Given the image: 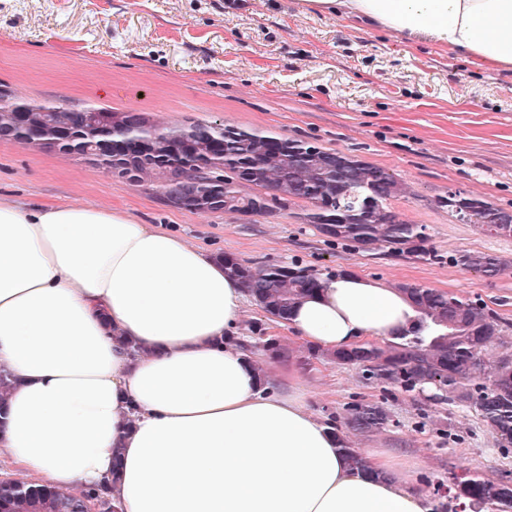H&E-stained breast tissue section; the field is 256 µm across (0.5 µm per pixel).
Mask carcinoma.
<instances>
[{
  "instance_id": "carcinoma-1",
  "label": "carcinoma",
  "mask_w": 512,
  "mask_h": 512,
  "mask_svg": "<svg viewBox=\"0 0 512 512\" xmlns=\"http://www.w3.org/2000/svg\"><path fill=\"white\" fill-rule=\"evenodd\" d=\"M0 142H18L42 149L44 134H54L55 151L87 158L114 177L129 173L128 181L150 182L165 203L181 208L199 183L224 198V211L245 216L285 208L299 200L312 205L306 221L336 242L361 251L385 246L438 263L442 256L428 246L426 228L400 218L388 201L408 187L388 170L355 155L336 153L310 142L254 131H234L222 124L197 122L161 126L141 120L142 112L117 113L94 106L51 105L15 97L1 89ZM441 207L465 224H479L503 237H512V224L500 220L508 213L495 203L460 194L441 197ZM227 273L238 279L267 316L286 319L293 305L318 287L315 269L298 266H256L233 254L221 255ZM450 262L486 276L500 274L506 260L493 253L462 252ZM417 313L413 326L383 347L359 344L329 354L338 365L358 366L379 384L404 388L447 383L439 398L475 409L500 448L512 447V354L484 359L499 339L496 317L456 295L414 284L399 285ZM482 378L485 385L471 388ZM390 414L381 403L349 408L348 428L380 431ZM116 512L102 488L78 492L55 490L22 478L0 482V512ZM435 512H512V485L467 471L453 476L448 502Z\"/></svg>"
}]
</instances>
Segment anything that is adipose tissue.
Returning <instances> with one entry per match:
<instances>
[{"instance_id": "adipose-tissue-1", "label": "adipose tissue", "mask_w": 512, "mask_h": 512, "mask_svg": "<svg viewBox=\"0 0 512 512\" xmlns=\"http://www.w3.org/2000/svg\"><path fill=\"white\" fill-rule=\"evenodd\" d=\"M305 9L512 70V0H303ZM247 292L204 248L111 208L0 197V455L122 512H432L413 473L350 465L297 389L235 342ZM415 317L399 290L322 276L281 326L337 351Z\"/></svg>"}]
</instances>
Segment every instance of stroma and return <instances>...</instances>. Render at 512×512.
<instances>
[{
	"label": "stroma",
	"mask_w": 512,
	"mask_h": 512,
	"mask_svg": "<svg viewBox=\"0 0 512 512\" xmlns=\"http://www.w3.org/2000/svg\"><path fill=\"white\" fill-rule=\"evenodd\" d=\"M0 84L21 99L142 112L159 125L221 121L358 156L410 188L391 207L427 227L443 260L329 241L304 218L308 203L241 216L165 205L146 184L112 179L71 157L0 142V194L43 203L123 209L192 245L255 265L352 269L394 287L410 283L482 305L500 324L491 350L512 353V238L461 224L448 191L512 209V70L468 63L353 19L305 11L301 0H0ZM462 251L507 259L488 277L451 264ZM276 340L273 348L257 338ZM240 339L258 365L293 368L308 406L344 425L348 408L385 402L391 424L349 432L353 447L384 448L417 468L428 496L451 473L512 479V448L497 447L471 408L422 399L337 365L246 307Z\"/></svg>",
	"instance_id": "obj_1"
}]
</instances>
